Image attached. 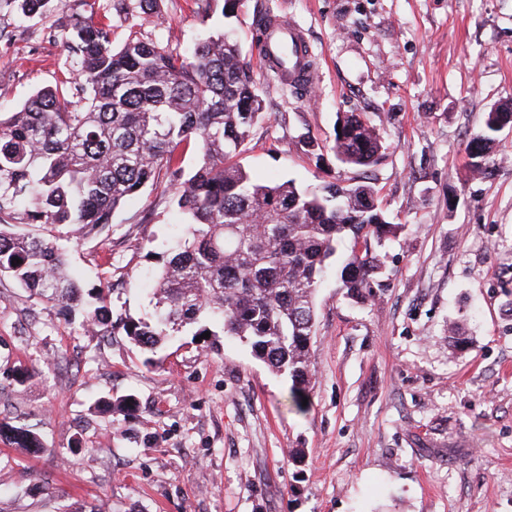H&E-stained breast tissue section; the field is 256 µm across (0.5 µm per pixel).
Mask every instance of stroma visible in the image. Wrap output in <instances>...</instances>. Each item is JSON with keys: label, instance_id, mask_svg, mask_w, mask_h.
I'll use <instances>...</instances> for the list:
<instances>
[{"label": "stroma", "instance_id": "obj_1", "mask_svg": "<svg viewBox=\"0 0 512 512\" xmlns=\"http://www.w3.org/2000/svg\"><path fill=\"white\" fill-rule=\"evenodd\" d=\"M73 6L50 0L33 18L0 7L1 111L55 85ZM161 10V25L113 18L115 40L134 29L180 54L207 27L196 0ZM268 15L304 32L313 90L264 69ZM233 29L267 112L239 157L252 176L349 181L331 151L337 118L376 120L373 176L404 232L379 250L375 297L321 284L299 413L287 377L238 339L189 328L149 353L119 332L78 335L66 310L0 277V418L38 425L57 449L0 439V512H512V126L490 175L471 177L465 150L485 112L512 102V0H240ZM185 229L163 175L89 235L20 227L70 236L72 267L85 288L111 285L116 318L152 309L142 280ZM20 363L33 372L22 385ZM129 393L135 411L94 413L99 397Z\"/></svg>", "mask_w": 512, "mask_h": 512}]
</instances>
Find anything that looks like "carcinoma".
Masks as SVG:
<instances>
[{
    "instance_id": "cac0c4a2",
    "label": "carcinoma",
    "mask_w": 512,
    "mask_h": 512,
    "mask_svg": "<svg viewBox=\"0 0 512 512\" xmlns=\"http://www.w3.org/2000/svg\"><path fill=\"white\" fill-rule=\"evenodd\" d=\"M16 3L26 17L47 0ZM102 19L71 13L64 32L70 55L66 75L33 94L14 112L0 113V275L79 318L77 328L101 336L122 332L153 350L167 336L196 325V335L219 325L246 343L253 356L291 381L300 412L312 389L309 361L315 336V294L336 263L340 288L367 302L383 275L372 245L404 230L386 220L379 189L357 180L301 187L292 179L254 180L237 160L250 129L265 119L253 71L236 41L214 31L190 57L131 34L112 44V14H160L158 0H103ZM512 112H486L467 155L491 171L497 133ZM332 151L347 168L380 164L379 128L362 112L340 117ZM196 163L187 169V152ZM165 170L189 237L147 282L157 299L147 318H112L109 286L81 298V276L48 239L12 231L17 224H69L92 231L154 184ZM350 253L337 252L345 240ZM21 263L12 265V259ZM137 407L135 396L105 397L96 409L112 414ZM30 453L48 451L42 433L0 420V437Z\"/></svg>"
}]
</instances>
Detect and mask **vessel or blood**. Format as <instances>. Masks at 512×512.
<instances>
[{
    "instance_id": "vessel-or-blood-1",
    "label": "vessel or blood",
    "mask_w": 512,
    "mask_h": 512,
    "mask_svg": "<svg viewBox=\"0 0 512 512\" xmlns=\"http://www.w3.org/2000/svg\"><path fill=\"white\" fill-rule=\"evenodd\" d=\"M268 47L264 53L267 70L277 71V61L287 58V74L290 80L311 83L315 71L310 64L307 52V39L304 33L288 20L280 17L269 18L266 22Z\"/></svg>"
}]
</instances>
